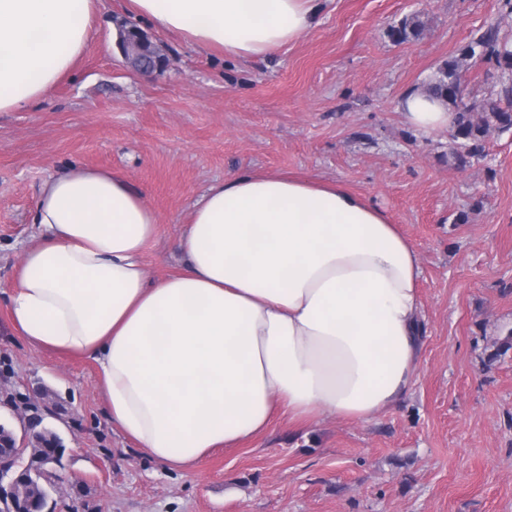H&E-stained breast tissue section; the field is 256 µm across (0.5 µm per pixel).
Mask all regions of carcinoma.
Returning a JSON list of instances; mask_svg holds the SVG:
<instances>
[{
    "instance_id": "obj_1",
    "label": "carcinoma",
    "mask_w": 512,
    "mask_h": 512,
    "mask_svg": "<svg viewBox=\"0 0 512 512\" xmlns=\"http://www.w3.org/2000/svg\"><path fill=\"white\" fill-rule=\"evenodd\" d=\"M418 32V21L406 18L391 29L390 36L394 42L402 43ZM476 55L494 62L503 77L512 75L509 43L500 37L496 27L490 26L467 45L461 56L443 64L438 79L429 88L431 94L446 100L456 112L452 139L462 149V152L455 154L461 166L485 157V143L491 130L495 129L501 134L512 130V85H505L500 92L480 100L463 101L461 68L463 61ZM18 473L23 476V491L29 501L26 512H44L47 501L44 484L51 483V477L28 465Z\"/></svg>"
}]
</instances>
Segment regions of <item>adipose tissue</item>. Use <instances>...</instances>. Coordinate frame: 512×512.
Wrapping results in <instances>:
<instances>
[{"instance_id":"ef3b65f1","label":"adipose tissue","mask_w":512,"mask_h":512,"mask_svg":"<svg viewBox=\"0 0 512 512\" xmlns=\"http://www.w3.org/2000/svg\"><path fill=\"white\" fill-rule=\"evenodd\" d=\"M138 16L236 59L315 24L318 0H131ZM96 0H0V112L44 98L77 65ZM419 136L453 128L430 93L397 102ZM10 319L32 347L92 359L113 430L188 471L276 413L366 421L398 405L420 356L418 253L339 181L234 173L195 201L178 273L143 256L158 218L120 173L72 165L46 181Z\"/></svg>"}]
</instances>
